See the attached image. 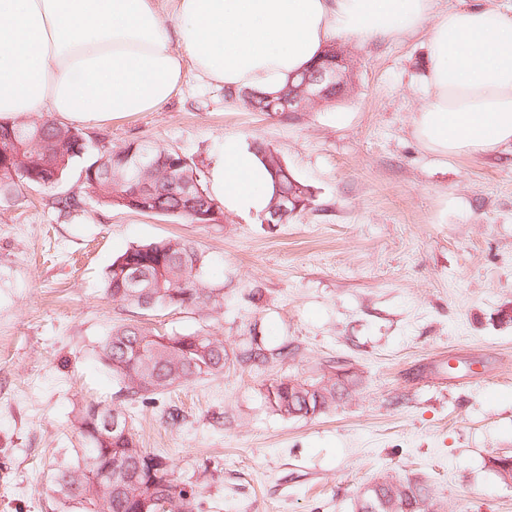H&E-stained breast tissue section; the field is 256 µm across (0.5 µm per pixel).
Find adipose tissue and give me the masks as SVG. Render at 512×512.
Here are the masks:
<instances>
[{
    "label": "adipose tissue",
    "mask_w": 512,
    "mask_h": 512,
    "mask_svg": "<svg viewBox=\"0 0 512 512\" xmlns=\"http://www.w3.org/2000/svg\"><path fill=\"white\" fill-rule=\"evenodd\" d=\"M421 29L416 139L442 157L512 145V14L436 0H171L167 14L158 0H0V118L157 112L190 68L228 90H275L341 36ZM207 191L225 211L261 213L270 177L228 136Z\"/></svg>",
    "instance_id": "ef3b65f1"
}]
</instances>
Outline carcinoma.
Masks as SVG:
<instances>
[{
    "label": "carcinoma",
    "instance_id": "1",
    "mask_svg": "<svg viewBox=\"0 0 512 512\" xmlns=\"http://www.w3.org/2000/svg\"><path fill=\"white\" fill-rule=\"evenodd\" d=\"M225 99L246 102L256 112L278 111L271 107L267 93L228 91ZM76 144L73 127L50 119L0 121V150L8 154L9 165L0 169V190L16 185L10 169L40 173L50 158L59 177H64L83 154ZM257 157L270 172L272 183L285 192H300L306 205L314 204L311 186L293 176L287 162L269 146L257 142ZM145 158L148 166L136 168ZM180 155L148 142H131L119 149H105L86 168L96 167L95 179L84 187L97 203L112 206V195H133L139 183L148 185V208L161 215L181 218L192 224L201 215L223 214L206 191L186 193L180 180L203 183L204 173L196 166L179 167ZM204 258L190 242L168 238L128 248L117 256L106 273L105 294L114 302L137 305L145 310L161 307L220 305V290L203 279ZM100 362L120 384L119 393L131 400L148 399L174 387L185 386L203 376L220 373L232 360L259 366L284 358L256 341L240 353H228L224 340L198 332L168 336L150 328L124 324L112 328L99 343ZM349 380L324 375L315 381L283 379L266 388L265 400L281 416H315L335 406L348 395ZM116 415L122 429L99 433L107 416ZM74 425L88 443L81 455L58 465L52 474L54 493L63 507L80 505L82 512H138L146 500L149 507L164 512H194L196 493L168 478V458L141 448L127 424L123 411L88 401L74 411ZM492 468L505 481L512 480V456L494 457ZM374 489L362 493L353 512H438L429 508V491L417 480L382 477Z\"/></svg>",
    "mask_w": 512,
    "mask_h": 512
}]
</instances>
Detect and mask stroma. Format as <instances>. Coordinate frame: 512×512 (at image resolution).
Masks as SVG:
<instances>
[{"label": "stroma", "mask_w": 512, "mask_h": 512, "mask_svg": "<svg viewBox=\"0 0 512 512\" xmlns=\"http://www.w3.org/2000/svg\"><path fill=\"white\" fill-rule=\"evenodd\" d=\"M337 44L353 88L335 106L256 112L190 69L160 111L82 125L88 149L58 185L0 192V512H80L51 480L86 445L72 426L86 399L124 410L195 512H351L383 475L421 481L440 512H512V481L489 464L512 455V148L441 159L416 141L424 33ZM230 134L277 150L311 209L191 224L100 205L79 177L101 147L143 140L207 173ZM65 195L80 208L59 212ZM169 237L202 252L220 308L106 299L116 256ZM136 323L289 355L126 401L96 349ZM338 368L349 394L321 415L265 402L274 381Z\"/></svg>", "instance_id": "35a3bbf8"}]
</instances>
